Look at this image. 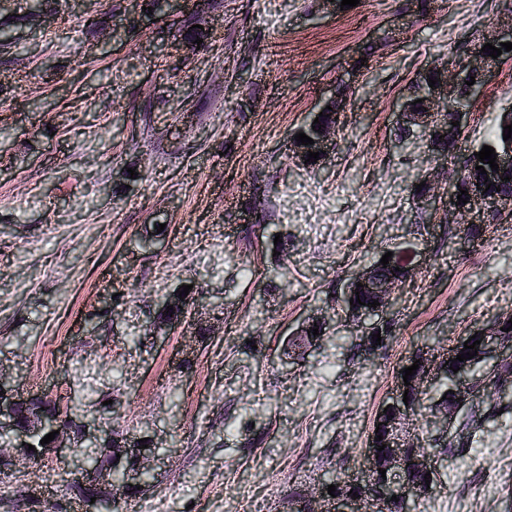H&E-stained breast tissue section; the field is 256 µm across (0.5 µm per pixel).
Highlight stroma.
Here are the masks:
<instances>
[{"label":"stroma","mask_w":512,"mask_h":512,"mask_svg":"<svg viewBox=\"0 0 512 512\" xmlns=\"http://www.w3.org/2000/svg\"><path fill=\"white\" fill-rule=\"evenodd\" d=\"M31 2L0 0V367L75 422L147 439L156 479L134 512H285L289 490L361 471L417 346L512 309V230L452 248L427 141L395 135L414 80L493 37L512 0H61L46 20ZM196 24L210 44L187 41ZM333 97L335 150L298 165L291 136ZM508 105L512 61L441 176ZM388 251L418 273L394 336L364 351L344 284ZM184 285L197 302L153 334ZM497 406L457 409L466 452L438 457L421 512H512V394ZM79 467L0 457V512H71Z\"/></svg>","instance_id":"stroma-1"}]
</instances>
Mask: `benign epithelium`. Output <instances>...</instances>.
<instances>
[{
	"label": "benign epithelium",
	"instance_id": "benign-epithelium-1",
	"mask_svg": "<svg viewBox=\"0 0 512 512\" xmlns=\"http://www.w3.org/2000/svg\"><path fill=\"white\" fill-rule=\"evenodd\" d=\"M500 64V59H494L489 55L475 49L470 52L462 72L453 75L448 74L447 69H435L439 74L436 84L428 88L422 96V103L411 108L406 104L401 105L398 112V124L401 126L416 123L427 134L433 135L444 126V122L458 121L456 126L459 131L464 130L465 117L469 114V103L480 96L487 83V77ZM475 77V83L467 87L468 95H462L463 83ZM314 144L305 146L295 140L291 141L292 157L302 164L308 159L311 152L319 153V161L313 166L320 165L328 154L331 142L336 140V124L325 123L319 130L311 135ZM499 171H494L489 165L478 161L475 155H469L472 176L467 180L465 189L468 190V203L465 208H460L457 196L460 191L457 182L448 184V200L445 207L452 216L451 223H464L459 235L469 242H477V238L468 233L470 227L482 229L491 224H503L512 221V192L492 191L486 186H497L502 182L509 168L512 167V138L502 142L497 148ZM484 166L486 173L476 170L478 166ZM415 275V266L411 260L403 263L401 274L388 275L375 270L369 265L350 277L344 288V298L354 299L358 296L370 301L376 300L380 306L366 307L357 311L355 321L357 326L364 329V335L374 334L384 327L387 321V309L391 304L398 288L402 287ZM362 287H357V284ZM512 311L502 312L496 315L488 324L477 327L469 332V335L460 338L448 351H423L416 374L409 377L410 386L422 390L428 386L437 384L447 374L448 368L454 366L458 372L454 374L453 391L459 401L455 406L474 397L477 393L473 382V375L466 363L454 361L460 351L464 349V342L471 341V336L480 340L479 348L485 352L483 358L484 367L496 374L495 388L499 390H512V377L498 374L501 365L512 361V345L503 341L501 328L510 325ZM404 372H398V382L388 400L384 404L387 412H378L374 424L379 426V432L371 433L369 448L366 449V457L375 460L379 455H384L388 461L387 468L391 471H399L407 464L416 465L421 474L431 473L430 481H435L437 466L432 463L429 455H420L421 447L419 434L413 427V422L419 415L416 405L403 402V394L407 390L403 380ZM26 398L14 393L13 386L0 372V435L6 437V446L28 450L30 444L29 432L18 426L15 422L16 413ZM429 424L439 435H448V427L451 423L454 411H448L443 407L428 409ZM49 431H59L55 439L48 444L47 450L57 448H73L71 439L68 438L67 428L59 422L52 420L48 424ZM383 439L375 441L377 435ZM385 444L382 451H377L380 444ZM128 451L133 453L137 461L134 469L127 473L126 485L132 487L139 483L141 473L153 470L152 454L139 449L134 445L129 446ZM368 478L361 476L357 479L346 481L347 487L336 491L331 496L322 484L303 495V512H396L398 506H411L416 503V497L423 488V484L414 483L407 479L396 480L391 483H368L370 489H365ZM113 485L112 471L97 469L91 473L88 481L90 492L84 496L86 507H91L93 491L104 486ZM359 488L358 495H353L352 488ZM397 496L399 501L391 500Z\"/></svg>",
	"mask_w": 512,
	"mask_h": 512
}]
</instances>
